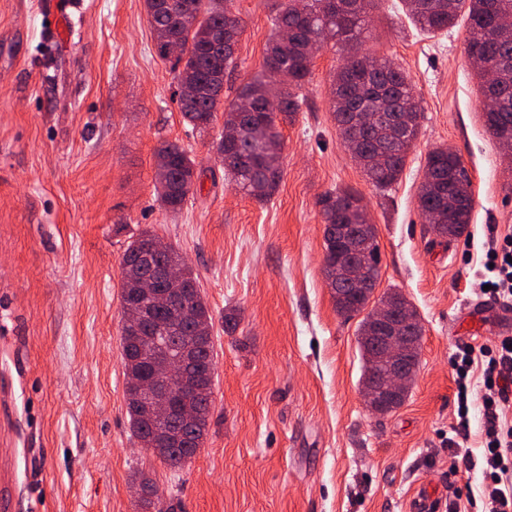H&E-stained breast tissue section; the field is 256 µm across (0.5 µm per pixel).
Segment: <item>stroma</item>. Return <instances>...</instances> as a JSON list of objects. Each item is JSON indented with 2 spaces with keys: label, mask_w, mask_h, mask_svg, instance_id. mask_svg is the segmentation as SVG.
Here are the masks:
<instances>
[{
  "label": "stroma",
  "mask_w": 512,
  "mask_h": 512,
  "mask_svg": "<svg viewBox=\"0 0 512 512\" xmlns=\"http://www.w3.org/2000/svg\"><path fill=\"white\" fill-rule=\"evenodd\" d=\"M67 30L48 0H0V512H140L146 473L168 512H466L484 441L474 387L459 432L453 355L512 334V304L483 295L482 259L512 230V161L484 130L466 20L420 32L378 0L365 49L407 72L425 111L398 181L376 188L329 110L342 54L324 46L281 124L282 179L259 203L224 175L216 120L192 130L144 0H78ZM282 0H233L243 21L224 99L261 72ZM181 145L197 176L161 207L155 152ZM456 150L472 181L467 231L432 241L418 202L429 150ZM356 190L377 230L375 297L398 291L423 323L403 405L374 418L361 394L359 317L322 273L326 192ZM183 254L212 318L209 433L170 468L134 436L125 400L122 269L142 231ZM234 315L235 333L224 331Z\"/></svg>",
  "instance_id": "1"
}]
</instances>
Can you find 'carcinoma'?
I'll return each instance as SVG.
<instances>
[{
  "instance_id": "obj_1",
  "label": "carcinoma",
  "mask_w": 512,
  "mask_h": 512,
  "mask_svg": "<svg viewBox=\"0 0 512 512\" xmlns=\"http://www.w3.org/2000/svg\"><path fill=\"white\" fill-rule=\"evenodd\" d=\"M148 23L153 31L156 52L172 61L178 85L180 111L192 128L205 131L224 112V126L250 129L259 125L265 132L255 137L245 134L231 144L219 140L217 152L224 172L235 189L264 202L271 198L281 179L282 140L278 122L293 119L301 110L303 98L297 93L311 72L312 58L306 47L311 42L330 41L344 55L336 74L330 99L336 127L342 140L354 142L362 159L361 168L377 188L391 186L403 172L408 154L418 138L424 119L421 100L400 66L364 52L361 46L368 31L370 10L376 0H284L271 34L264 73L237 89L229 105H224L218 88L224 87V73L236 66L235 46L243 31L242 19L231 9L232 0H144ZM412 23L427 33L444 31L464 18L468 25L466 50L477 58L480 92L491 91L494 103L482 107L483 125L490 135L512 133V74L500 84H492L490 73L505 63L512 64V36L497 35V25L512 15V0H402ZM178 38L181 54L169 57L164 39ZM278 77V104L268 106L267 87L271 76ZM253 111L243 112V100ZM158 199L163 207L175 211L184 203L196 174V162L175 143H164L156 155ZM419 189L423 214L435 216L433 234L438 243H448L464 234L473 207L472 182L461 158L446 148L430 151ZM324 223L362 225L367 210L361 196L353 190L328 192L318 200ZM154 235L142 233L130 242L122 257L123 308L134 306L140 298L145 271L137 262L136 248ZM323 271L328 277L340 276L339 293L332 295L336 312L346 318L360 314L369 298L352 299L339 262L336 235L324 234ZM164 263L184 266L183 294L179 305L163 310L158 319L163 330L159 341L137 339L122 329L123 359L126 369V400L131 428L152 453L171 468H180L192 458L190 449L201 444L208 432L211 395H198L190 404L191 420L178 416L167 422L170 432L180 436L174 442L153 441L152 423L136 404L138 382L147 378L151 361L159 352L172 357L190 344L201 342L199 366L214 369L211 316L202 300L197 277L181 254L170 249L160 257ZM371 315L360 322L359 344L363 357L374 352L371 341ZM145 491L142 507L156 508L150 496L151 478L135 477Z\"/></svg>"
}]
</instances>
